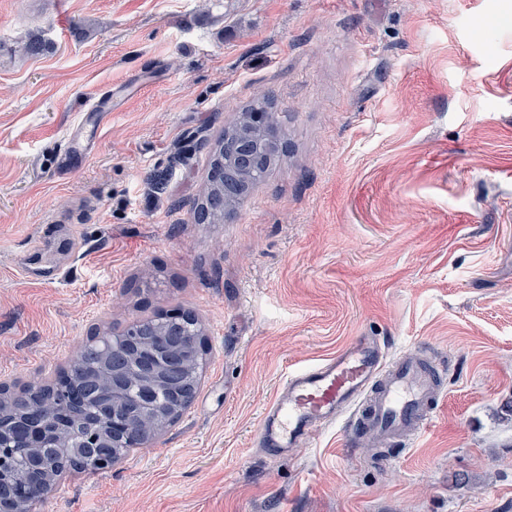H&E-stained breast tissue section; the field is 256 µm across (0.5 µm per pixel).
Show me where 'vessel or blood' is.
<instances>
[{"label": "vessel or blood", "mask_w": 512, "mask_h": 512, "mask_svg": "<svg viewBox=\"0 0 512 512\" xmlns=\"http://www.w3.org/2000/svg\"><path fill=\"white\" fill-rule=\"evenodd\" d=\"M437 408L434 376L420 358L390 357L375 339L359 336L318 364L288 373L258 433L277 455L310 443L343 417L358 433L413 441Z\"/></svg>", "instance_id": "b4317fda"}]
</instances>
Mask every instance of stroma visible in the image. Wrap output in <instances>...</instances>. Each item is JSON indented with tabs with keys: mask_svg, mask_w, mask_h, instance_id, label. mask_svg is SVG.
I'll return each instance as SVG.
<instances>
[{
	"mask_svg": "<svg viewBox=\"0 0 512 512\" xmlns=\"http://www.w3.org/2000/svg\"><path fill=\"white\" fill-rule=\"evenodd\" d=\"M260 91L288 151L197 223ZM173 309L191 404L30 512H512V0H0V384ZM356 336L430 358V426L382 466L343 419L270 459L285 375ZM272 104L273 98L269 93H260L256 100L246 105L240 111L235 122L224 129V134L219 139L217 145L220 144L222 140L233 139L237 137L241 132L247 130L249 128L250 112H253V124L258 127L263 126L268 120V114L265 112H271ZM160 320L164 325V332L162 336H169V340L173 341L177 336H185L187 329L194 328V333L198 335V340L203 345L204 332L202 327H199V319L197 316L190 311H173L165 314H161L155 318ZM155 319L146 318L137 320L140 323H152L151 326H156Z\"/></svg>",
	"mask_w": 512,
	"mask_h": 512,
	"instance_id": "stroma-1",
	"label": "stroma"
}]
</instances>
